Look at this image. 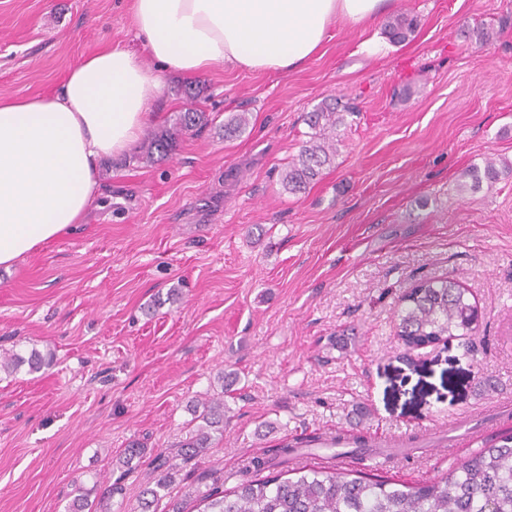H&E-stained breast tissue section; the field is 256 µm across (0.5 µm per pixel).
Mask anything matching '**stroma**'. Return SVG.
I'll use <instances>...</instances> for the list:
<instances>
[{
	"label": "stroma",
	"mask_w": 512,
	"mask_h": 512,
	"mask_svg": "<svg viewBox=\"0 0 512 512\" xmlns=\"http://www.w3.org/2000/svg\"><path fill=\"white\" fill-rule=\"evenodd\" d=\"M131 0H0V97L58 92L88 55L139 49ZM418 26L375 54L336 25L298 72L224 67L167 76L152 104L171 127L200 89L209 115L165 161L146 137L107 160L82 224L0 268V353L52 356L0 373V512H67L76 485L122 491L139 512L158 457L175 480L156 512L196 488L249 479L254 457L295 436L363 432L405 441L382 475L408 484L448 473V423L490 435L512 402V174L461 189L486 160L512 164V0H397ZM499 31L489 46L463 26ZM354 107L338 153L305 192L281 171L298 155L305 112L327 97ZM245 112L233 136L224 125ZM457 279L479 309L473 336L410 348L399 298ZM237 381L224 432L182 462L191 409ZM144 453L130 469L131 443Z\"/></svg>",
	"instance_id": "1"
}]
</instances>
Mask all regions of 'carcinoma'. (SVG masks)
Wrapping results in <instances>:
<instances>
[{
	"mask_svg": "<svg viewBox=\"0 0 512 512\" xmlns=\"http://www.w3.org/2000/svg\"><path fill=\"white\" fill-rule=\"evenodd\" d=\"M415 27L416 19L403 13L391 17L385 30L391 41L402 43ZM345 111L353 113L335 100H326L307 113L308 140L281 173L288 192L306 190L323 169L333 165L336 130ZM207 123L208 116L200 110L189 108L179 113L172 127L150 134L146 161L165 159L180 136ZM401 304L397 336L409 347L438 336L471 335L478 329L477 306L455 279L422 281L402 295ZM49 363L35 349L26 356L13 352L0 356V371L11 374L26 365L36 372ZM193 413L195 426L178 445V456L185 462L205 456L215 434L224 433V393L202 403V410ZM302 443L296 438L254 458V478L230 491L214 486L198 492L196 499L204 505L201 512H512V431L481 439L478 451L432 482L408 485L363 471L354 477L352 471L332 463L263 475L274 460L287 463L288 454ZM156 470L153 484L142 491L141 512H152V505L172 482L171 469L165 468V463L158 464ZM286 473L290 477H284ZM119 491L116 485L104 487L91 507L79 486L68 512H112V497Z\"/></svg>",
	"mask_w": 512,
	"mask_h": 512,
	"instance_id": "cac0c4a2",
	"label": "carcinoma"
}]
</instances>
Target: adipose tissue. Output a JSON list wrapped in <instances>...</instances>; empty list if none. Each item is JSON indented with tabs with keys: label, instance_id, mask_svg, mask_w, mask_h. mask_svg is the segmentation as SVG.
Returning a JSON list of instances; mask_svg holds the SVG:
<instances>
[{
	"label": "adipose tissue",
	"instance_id": "obj_1",
	"mask_svg": "<svg viewBox=\"0 0 512 512\" xmlns=\"http://www.w3.org/2000/svg\"><path fill=\"white\" fill-rule=\"evenodd\" d=\"M394 0H133L136 35L155 67L117 45L71 70L57 94L0 98V267L82 223L98 171L125 154L162 98L168 73L230 66L303 69L337 21L375 25Z\"/></svg>",
	"mask_w": 512,
	"mask_h": 512
}]
</instances>
